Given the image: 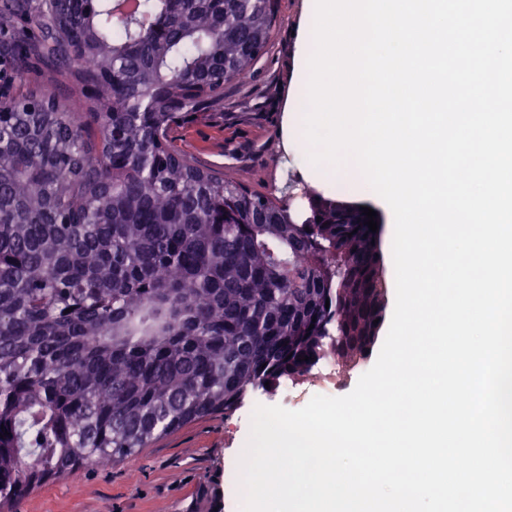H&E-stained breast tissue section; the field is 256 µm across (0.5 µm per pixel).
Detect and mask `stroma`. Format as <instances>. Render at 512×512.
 Instances as JSON below:
<instances>
[{
    "mask_svg": "<svg viewBox=\"0 0 512 512\" xmlns=\"http://www.w3.org/2000/svg\"><path fill=\"white\" fill-rule=\"evenodd\" d=\"M305 0H276L267 54L252 77L224 86V108L176 127L172 137L197 164L258 191L282 187L300 162L282 148L285 91L295 62ZM256 394L234 413L205 417L154 440L135 455L66 474L34 490L17 512H243L241 492L225 489L237 471Z\"/></svg>",
    "mask_w": 512,
    "mask_h": 512,
    "instance_id": "obj_1",
    "label": "stroma"
}]
</instances>
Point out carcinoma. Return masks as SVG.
I'll list each match as a JSON object with an SVG mask.
<instances>
[{
    "label": "carcinoma",
    "instance_id": "1",
    "mask_svg": "<svg viewBox=\"0 0 512 512\" xmlns=\"http://www.w3.org/2000/svg\"><path fill=\"white\" fill-rule=\"evenodd\" d=\"M125 2L0 5L18 67L39 55L57 89L0 95V512L327 359L356 365L386 317L360 204L309 196L302 214L172 144L254 71L274 0Z\"/></svg>",
    "mask_w": 512,
    "mask_h": 512
}]
</instances>
